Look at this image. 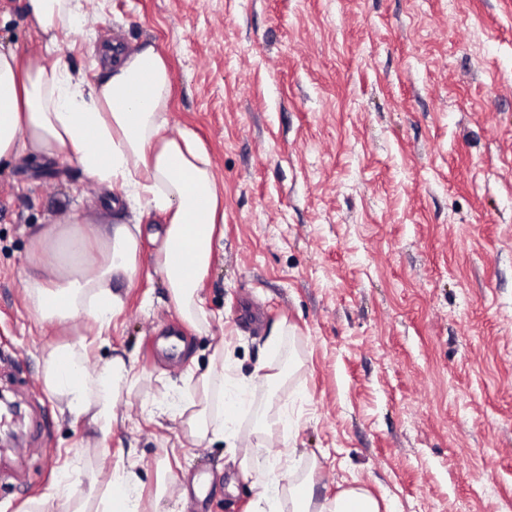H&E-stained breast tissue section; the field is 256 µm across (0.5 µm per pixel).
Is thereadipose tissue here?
I'll list each match as a JSON object with an SVG mask.
<instances>
[{
	"mask_svg": "<svg viewBox=\"0 0 512 512\" xmlns=\"http://www.w3.org/2000/svg\"><path fill=\"white\" fill-rule=\"evenodd\" d=\"M81 8L80 0H27L43 53L24 55L0 45V163L41 157L73 162L98 183L121 184L129 204L163 214L165 227L151 235L159 244L155 271L182 318L205 325L198 291L211 264L222 207L208 155L191 132L165 136L172 74L153 46L104 49L105 65L95 82L73 74L58 34L81 21ZM141 235L138 223L83 231V245L99 257L97 271L64 284L57 282L53 264L40 262L41 272L28 287L36 318L60 327L81 320L108 326L122 306L112 283L136 277ZM131 372L120 357L92 368L84 343H69L46 355L43 383L60 400V413L89 416L104 434L110 420L92 391ZM222 400L219 414L190 400L179 405L193 440L211 434L236 439L235 384H228ZM291 496L292 512H379L375 499L354 490L315 503L308 481L293 485ZM140 500L131 477L117 470L103 494L68 495L66 512H140Z\"/></svg>",
	"mask_w": 512,
	"mask_h": 512,
	"instance_id": "obj_1",
	"label": "adipose tissue"
}]
</instances>
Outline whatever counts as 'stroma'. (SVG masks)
I'll return each instance as SVG.
<instances>
[{
    "label": "stroma",
    "instance_id": "obj_1",
    "mask_svg": "<svg viewBox=\"0 0 512 512\" xmlns=\"http://www.w3.org/2000/svg\"><path fill=\"white\" fill-rule=\"evenodd\" d=\"M60 47L95 81L106 42L153 45L172 73L167 132L190 131L224 191V236L183 320L153 271L164 217L55 159L0 166V391L20 405L0 447V512H36L61 473L105 489L133 469L143 512H289L354 489L379 512H512V0H81ZM0 45L38 50L21 0ZM78 212L141 223L133 282L106 332L36 319L33 240ZM281 327L276 350L266 340ZM82 337L136 380L109 395L108 460L86 418L60 415L43 360ZM224 351L245 385L235 427L266 458L193 441L172 407L221 404L182 376ZM264 364L265 376L255 375Z\"/></svg>",
    "mask_w": 512,
    "mask_h": 512
}]
</instances>
